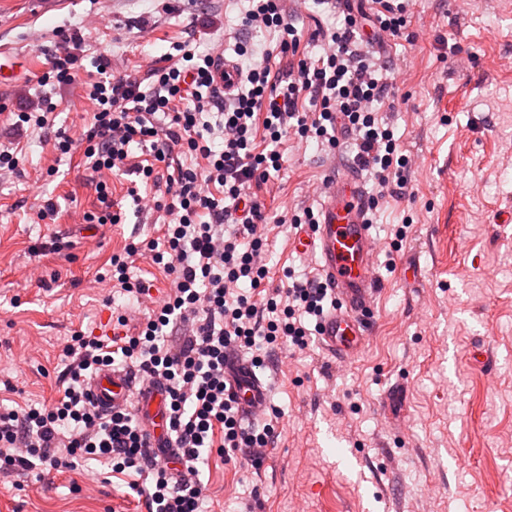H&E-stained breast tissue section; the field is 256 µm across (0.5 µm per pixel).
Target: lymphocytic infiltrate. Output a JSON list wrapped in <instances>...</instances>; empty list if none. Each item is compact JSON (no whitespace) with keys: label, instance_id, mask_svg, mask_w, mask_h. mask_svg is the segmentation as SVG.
Returning <instances> with one entry per match:
<instances>
[{"label":"lymphocytic infiltrate","instance_id":"f902f5d3","mask_svg":"<svg viewBox=\"0 0 512 512\" xmlns=\"http://www.w3.org/2000/svg\"><path fill=\"white\" fill-rule=\"evenodd\" d=\"M247 2L242 26L277 30L276 50L288 66L275 73L269 65H253L242 71L233 95L214 83L213 54H197L185 43L178 55L152 62L146 87L109 77L111 63L100 58L89 93L97 110L79 141L84 154L93 169H118L130 144L139 145L149 162L136 173L145 182L165 181L164 194L152 203L171 218L162 240L130 242L113 257L112 280L132 297L148 295L130 272L136 257L148 254L171 276V293L133 333L108 341L74 332L65 346L59 398L27 410L0 407L1 473L75 470L99 458L115 473L136 475L132 487L147 512H202L199 467L210 455L234 465L245 454L257 467L273 443V424L244 425L225 396L224 350L251 354L258 366V342L305 349L301 317L321 316L327 299L326 289L310 280L263 290L268 271L258 261L264 243L257 228L265 206L255 190L281 167L276 145L294 134L333 149L335 129L344 125L355 164L372 172L384 190L405 188L408 160L374 110L389 85L357 35L351 0H336L344 22L322 31L328 49L317 57L303 45L281 0ZM213 108L215 122L207 118ZM261 133L274 150L257 151ZM178 153L201 163L174 165ZM160 165L173 167V174L159 177ZM112 365L163 384L167 430L177 450L173 463L161 460L134 407L106 410L93 399L89 376Z\"/></svg>","mask_w":512,"mask_h":512}]
</instances>
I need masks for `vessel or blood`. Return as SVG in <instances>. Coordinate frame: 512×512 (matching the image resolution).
<instances>
[{"instance_id":"vessel-or-blood-1","label":"vessel or blood","mask_w":512,"mask_h":512,"mask_svg":"<svg viewBox=\"0 0 512 512\" xmlns=\"http://www.w3.org/2000/svg\"><path fill=\"white\" fill-rule=\"evenodd\" d=\"M370 210V198L357 176H335L321 202L317 223L303 225L293 242L298 256L315 258L319 282L330 291L332 304L319 323L317 339L328 356L341 361L365 352L367 323L374 314L377 239L369 222ZM224 376L238 398L241 418L250 421L259 416L267 406L269 390L251 360L237 349H226ZM89 387L103 408L135 405L155 442L164 440L162 389L137 382L130 372L113 367L94 375Z\"/></svg>"}]
</instances>
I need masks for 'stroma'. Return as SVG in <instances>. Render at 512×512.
Wrapping results in <instances>:
<instances>
[{"mask_svg": "<svg viewBox=\"0 0 512 512\" xmlns=\"http://www.w3.org/2000/svg\"><path fill=\"white\" fill-rule=\"evenodd\" d=\"M241 0H0V50L30 57L23 79L0 83V146L19 165L0 173V403L25 409L58 397L63 348L73 332L96 330L125 295L96 283L131 238L162 235L160 212H137L128 167L94 172L82 149L63 154L59 132L80 138L95 110L88 85L105 55L111 74L146 80L152 58L186 42L206 53L243 42L252 60L282 68L276 37L242 28ZM299 33L335 25L324 0H284ZM413 42L385 53L394 80L380 117L413 165L402 194L363 185L379 203L380 293L368 348L358 360L328 357L318 342L269 352L259 375L282 416L260 467L210 457L205 512H512V0H415ZM73 39L62 42L61 34ZM78 57L74 79L40 83L54 56ZM249 60V61H252ZM249 61L240 60V67ZM49 126H16L40 99ZM281 168L258 196L270 271L266 289L316 279L314 259L293 250L291 218L319 209L321 181L352 164L350 144L328 151L291 137ZM106 180L119 224H83L98 213ZM54 218L39 219L45 200ZM45 252L32 256L31 250ZM419 264V276L408 271ZM405 404L382 410L393 383ZM99 482L63 469L20 475L0 487V512H146L131 479L99 466ZM259 488L260 501L250 492Z\"/></svg>", "mask_w": 512, "mask_h": 512, "instance_id": "obj_1", "label": "stroma"}]
</instances>
